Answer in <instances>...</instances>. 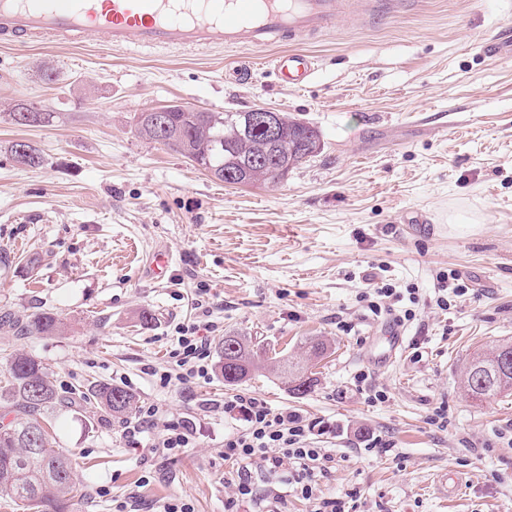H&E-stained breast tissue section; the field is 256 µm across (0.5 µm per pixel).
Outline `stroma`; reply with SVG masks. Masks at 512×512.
Returning <instances> with one entry per match:
<instances>
[{
  "label": "stroma",
  "instance_id": "1",
  "mask_svg": "<svg viewBox=\"0 0 512 512\" xmlns=\"http://www.w3.org/2000/svg\"><path fill=\"white\" fill-rule=\"evenodd\" d=\"M508 25L512 0L357 13L310 45L318 71L300 89L277 84L273 47L119 51L98 34L0 44V314L24 322L44 310L66 325L21 336L0 324V370L22 350L60 394L108 382L158 406L153 434L197 426L171 455L133 438L137 416L55 410L49 439L71 457L79 491L70 512H113L116 499L130 512L179 499L224 512V440L244 428L224 403L237 396L314 423L330 457L318 493L345 512H512V394L476 402L460 387L470 354L512 338V59L480 49ZM246 62L251 80H230ZM23 101L50 122L13 124ZM174 102L288 112L319 131L322 150L279 184L227 185L135 135L138 113ZM17 141L40 150L41 167L12 159ZM164 251L174 261L158 280L150 264ZM450 270L471 293L448 313L436 276ZM377 282L420 298L389 363L367 359L389 329L361 299ZM205 323L214 347L238 333L289 354L320 336L331 354L305 395L266 371L238 386L215 372L161 383L178 329ZM373 436L392 450L368 451ZM451 470L455 497L441 482ZM249 476L257 498L238 512H270L276 495L285 512H310L280 475Z\"/></svg>",
  "mask_w": 512,
  "mask_h": 512
}]
</instances>
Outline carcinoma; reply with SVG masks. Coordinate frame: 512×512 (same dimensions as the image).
Returning <instances> with one entry per match:
<instances>
[{
    "instance_id": "obj_1",
    "label": "carcinoma",
    "mask_w": 512,
    "mask_h": 512,
    "mask_svg": "<svg viewBox=\"0 0 512 512\" xmlns=\"http://www.w3.org/2000/svg\"><path fill=\"white\" fill-rule=\"evenodd\" d=\"M33 114V123L48 121L51 113L32 102L15 105L10 113ZM280 136L272 139L257 125L245 124L244 112H170L168 140L163 145L178 151L192 162L210 168L213 177L225 181L223 173L236 177L238 185L276 184L294 168L316 156L321 150L319 132L309 123L277 113ZM137 135L154 143L159 133L139 113ZM13 159L26 167L39 168L43 157L33 145L12 144ZM21 331L52 336L62 332L59 319L51 312L32 314ZM239 352L230 356L221 343L218 370L227 386L238 385L259 369L277 375L294 395H305L316 386L313 368L327 354L328 345L318 336L305 341L306 358L269 356L270 346L242 336L235 337ZM5 385L0 387V409L14 414L9 422H0V497H7L18 512H68L78 489L72 476V460L50 446L46 417L59 406L73 401L59 395L49 380L47 367L25 352L10 356ZM464 394L474 400L493 399L512 393V343L503 341L488 351L473 354L462 371ZM89 393L98 408L115 416H129L137 407L134 394L120 386L99 383Z\"/></svg>"
}]
</instances>
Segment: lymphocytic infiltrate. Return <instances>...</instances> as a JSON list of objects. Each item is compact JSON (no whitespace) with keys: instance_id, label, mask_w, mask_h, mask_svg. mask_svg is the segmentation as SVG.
I'll return each mask as SVG.
<instances>
[{"instance_id":"lymphocytic-infiltrate-1","label":"lymphocytic infiltrate","mask_w":512,"mask_h":512,"mask_svg":"<svg viewBox=\"0 0 512 512\" xmlns=\"http://www.w3.org/2000/svg\"><path fill=\"white\" fill-rule=\"evenodd\" d=\"M209 357L205 337L193 335L188 327L180 329L170 352L171 368L162 372L160 380L166 384L174 379L184 384L207 381ZM224 409L238 412L246 422L241 434L224 441L225 459L238 466L235 495L228 499L226 512H233L238 502L254 497V487L247 477L250 466L274 472L288 460L299 465L293 482L299 495L311 504V512H344L342 502L317 494L323 456L320 449L311 445L312 426L302 414L294 410L272 411L264 400L255 397L233 398L225 402Z\"/></svg>"}]
</instances>
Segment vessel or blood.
<instances>
[{"mask_svg":"<svg viewBox=\"0 0 512 512\" xmlns=\"http://www.w3.org/2000/svg\"><path fill=\"white\" fill-rule=\"evenodd\" d=\"M345 0H0V43L48 36L73 44L102 34L129 50L280 47L272 71L280 86L303 87L318 68L302 41L320 40Z\"/></svg>","mask_w":512,"mask_h":512,"instance_id":"vessel-or-blood-1","label":"vessel or blood"}]
</instances>
